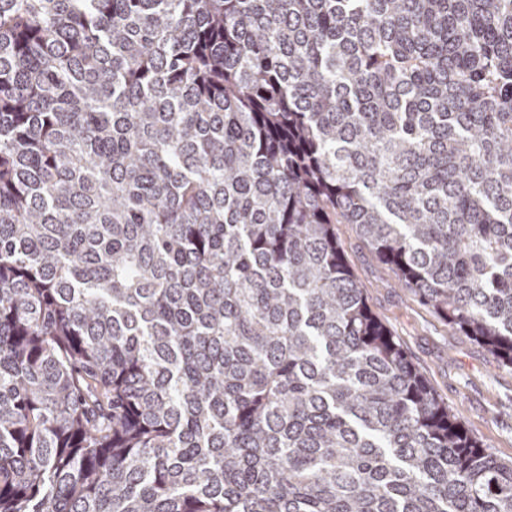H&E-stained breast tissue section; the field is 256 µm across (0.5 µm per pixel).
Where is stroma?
<instances>
[{"mask_svg":"<svg viewBox=\"0 0 512 512\" xmlns=\"http://www.w3.org/2000/svg\"><path fill=\"white\" fill-rule=\"evenodd\" d=\"M336 237L369 307L436 395L494 457L511 461L512 368L399 287L394 269L374 256L355 225H337Z\"/></svg>","mask_w":512,"mask_h":512,"instance_id":"obj_1","label":"stroma"}]
</instances>
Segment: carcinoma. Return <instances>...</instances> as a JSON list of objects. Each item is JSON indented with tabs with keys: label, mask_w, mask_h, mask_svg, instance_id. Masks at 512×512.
<instances>
[{
	"label": "carcinoma",
	"mask_w": 512,
	"mask_h": 512,
	"mask_svg": "<svg viewBox=\"0 0 512 512\" xmlns=\"http://www.w3.org/2000/svg\"><path fill=\"white\" fill-rule=\"evenodd\" d=\"M338 224L512 367V0H0V512H512Z\"/></svg>",
	"instance_id": "obj_1"
}]
</instances>
